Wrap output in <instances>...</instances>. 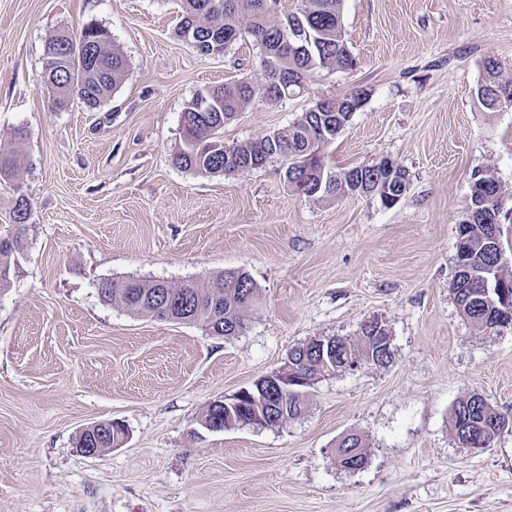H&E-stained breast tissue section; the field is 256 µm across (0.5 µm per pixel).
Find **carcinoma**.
I'll return each instance as SVG.
<instances>
[{"label":"carcinoma","instance_id":"1","mask_svg":"<svg viewBox=\"0 0 512 512\" xmlns=\"http://www.w3.org/2000/svg\"><path fill=\"white\" fill-rule=\"evenodd\" d=\"M183 11L177 28L181 39L190 35L203 48L204 54H221L227 45L249 38L259 48V68L248 79L234 81L207 90L211 111L187 113L188 125L183 127L181 146L173 156L174 163L185 170L205 174L235 175L262 168L268 161L283 162L285 176L295 194L310 200L341 197L336 192L338 170L329 165L325 148L342 132L353 116L351 102L354 93L340 98L335 112H302L285 132L246 140L217 151L209 147L222 141L224 125L233 121L256 98L284 100L279 91L293 93L300 84H308L320 70L351 69L356 58L343 37V0H300L295 10L270 9L280 0H182ZM46 45L53 48V72L45 85L53 104L63 109L79 101L91 110L104 105L123 83L128 69L124 54L112 42L106 30L85 26L76 35L69 29L53 35ZM93 49L91 55L82 52ZM498 86L512 88V80L502 75L501 66L489 58L484 62L481 82L476 89L477 101L482 92ZM27 133L15 130L14 143L0 146V183H9L16 193L10 214L12 231L0 235V283L10 274L13 253L22 248L21 230L26 228L31 206L18 181L19 155ZM482 185L470 190L469 209L484 217L493 206L501 185L494 172L478 178ZM490 228L478 223L472 226L463 260L474 273L469 283L450 287L463 317L472 325L489 328L495 310L484 301L481 276L493 269L502 247L488 242ZM106 303L118 302L127 310L159 320L200 324L214 336H233L243 330L244 315L255 304L257 289L253 280L242 271H229L204 282L186 280L172 285L162 280L134 277L106 280L99 291ZM370 358L375 365L385 366L393 354L372 340L358 336H339L332 347L320 352L295 347L288 359L309 378L338 372L350 360ZM251 407L242 412L210 407L204 417L209 422L218 418L229 429L245 425ZM503 417L485 400L468 396L452 409L450 431L474 432L478 441L490 447L493 442L494 420ZM123 434L110 422H100L80 434L78 447L93 443L100 449L113 447V437ZM338 465L346 470H361L368 457L362 438L350 433L335 449Z\"/></svg>","mask_w":512,"mask_h":512}]
</instances>
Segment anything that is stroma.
<instances>
[{"instance_id": "obj_1", "label": "stroma", "mask_w": 512, "mask_h": 512, "mask_svg": "<svg viewBox=\"0 0 512 512\" xmlns=\"http://www.w3.org/2000/svg\"><path fill=\"white\" fill-rule=\"evenodd\" d=\"M179 18V0H0V143L27 130L31 204L0 287V512H512V328H474L450 291L472 172L492 168L512 197V107L475 98L485 59L512 75V0H344L356 66L315 73L302 97L255 99L224 127L228 145L282 132L310 97L364 90L328 160L392 158L408 184L390 207L299 197L276 160L238 175L174 166L187 102L260 57L249 40L201 55ZM88 24L108 31L127 75L99 109H57L44 45ZM239 269L257 301L230 337L98 294L105 279ZM372 318L393 337L388 365L321 377L283 425L202 427L210 403L294 347ZM475 393L510 424L482 451L448 426ZM112 420L126 443L84 456L80 432ZM347 433L368 454L356 472L334 456Z\"/></svg>"}]
</instances>
